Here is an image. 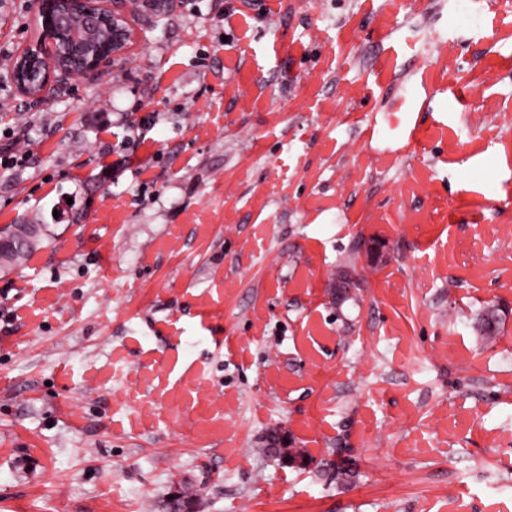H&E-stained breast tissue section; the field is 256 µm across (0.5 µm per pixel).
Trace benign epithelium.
Here are the masks:
<instances>
[{
  "label": "benign epithelium",
  "mask_w": 512,
  "mask_h": 512,
  "mask_svg": "<svg viewBox=\"0 0 512 512\" xmlns=\"http://www.w3.org/2000/svg\"><path fill=\"white\" fill-rule=\"evenodd\" d=\"M125 4L126 0H37L40 35L20 52L12 71L20 92L38 99L49 90L53 71L84 76L122 55L136 39ZM73 10L85 16L87 28L81 33L69 22Z\"/></svg>",
  "instance_id": "1"
}]
</instances>
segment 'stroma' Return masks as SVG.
Wrapping results in <instances>:
<instances>
[{
  "instance_id": "1",
  "label": "stroma",
  "mask_w": 512,
  "mask_h": 512,
  "mask_svg": "<svg viewBox=\"0 0 512 512\" xmlns=\"http://www.w3.org/2000/svg\"><path fill=\"white\" fill-rule=\"evenodd\" d=\"M503 5L127 0L35 101L0 0V512H512Z\"/></svg>"
}]
</instances>
